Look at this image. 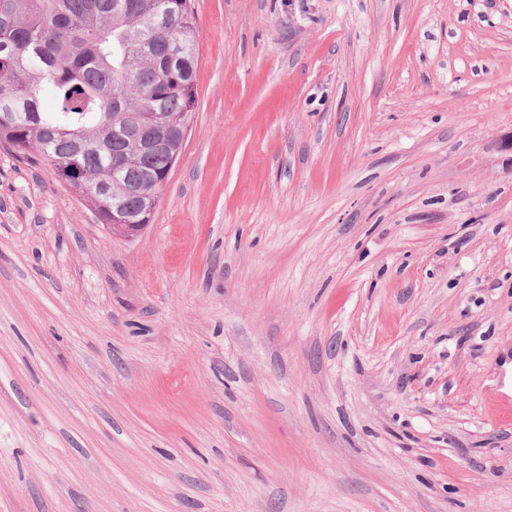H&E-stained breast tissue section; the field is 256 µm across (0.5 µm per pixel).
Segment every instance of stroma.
<instances>
[{"label": "stroma", "mask_w": 512, "mask_h": 512, "mask_svg": "<svg viewBox=\"0 0 512 512\" xmlns=\"http://www.w3.org/2000/svg\"><path fill=\"white\" fill-rule=\"evenodd\" d=\"M111 236L0 148V512H512V0H191Z\"/></svg>", "instance_id": "35a3bbf8"}]
</instances>
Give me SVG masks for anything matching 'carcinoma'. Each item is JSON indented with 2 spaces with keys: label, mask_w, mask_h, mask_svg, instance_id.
<instances>
[{
  "label": "carcinoma",
  "mask_w": 512,
  "mask_h": 512,
  "mask_svg": "<svg viewBox=\"0 0 512 512\" xmlns=\"http://www.w3.org/2000/svg\"><path fill=\"white\" fill-rule=\"evenodd\" d=\"M198 37L190 0H0V145L51 168L99 223H112V154L133 148L118 132L140 112L187 120ZM45 87L52 112L41 106ZM183 140L172 136L121 181L166 174Z\"/></svg>",
  "instance_id": "1"
}]
</instances>
